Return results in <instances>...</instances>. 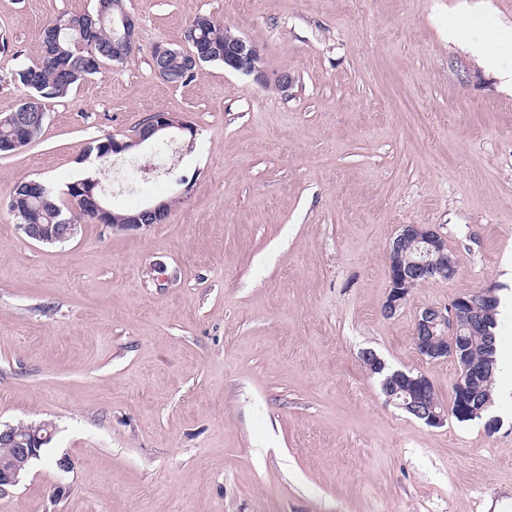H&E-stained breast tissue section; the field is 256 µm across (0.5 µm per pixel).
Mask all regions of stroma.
Returning <instances> with one entry per match:
<instances>
[{
  "mask_svg": "<svg viewBox=\"0 0 512 512\" xmlns=\"http://www.w3.org/2000/svg\"><path fill=\"white\" fill-rule=\"evenodd\" d=\"M124 4L135 53L46 100L41 134L0 154V424L56 426L0 512H512V376L485 419L431 427L364 362L425 374L450 403L457 367L418 353L419 312L512 293V89L448 39L469 27L512 68V0ZM94 5L0 0L1 116L45 22ZM200 15L259 45L290 94L216 63L157 77L153 48L184 47ZM159 111L197 130L186 185L100 179L117 209L171 202L167 223H84L57 245L23 233L21 180L64 191L108 134L132 142L123 163L153 165L133 140ZM403 224L438 228L458 273L388 318Z\"/></svg>",
  "mask_w": 512,
  "mask_h": 512,
  "instance_id": "stroma-1",
  "label": "stroma"
}]
</instances>
